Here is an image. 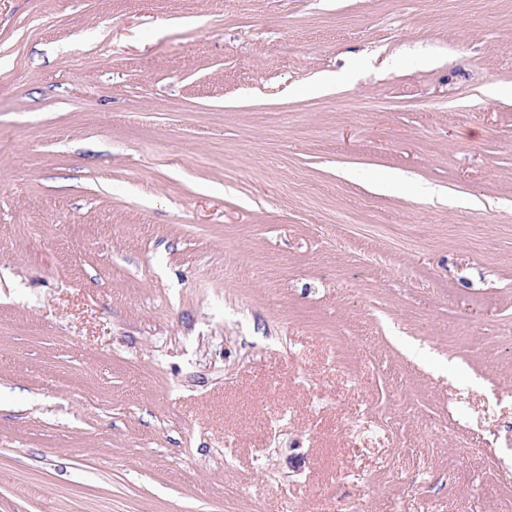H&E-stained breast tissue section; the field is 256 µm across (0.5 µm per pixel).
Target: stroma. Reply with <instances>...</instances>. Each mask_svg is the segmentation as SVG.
<instances>
[{"label":"stroma","instance_id":"obj_1","mask_svg":"<svg viewBox=\"0 0 512 512\" xmlns=\"http://www.w3.org/2000/svg\"><path fill=\"white\" fill-rule=\"evenodd\" d=\"M0 512H512V0H0Z\"/></svg>","mask_w":512,"mask_h":512}]
</instances>
